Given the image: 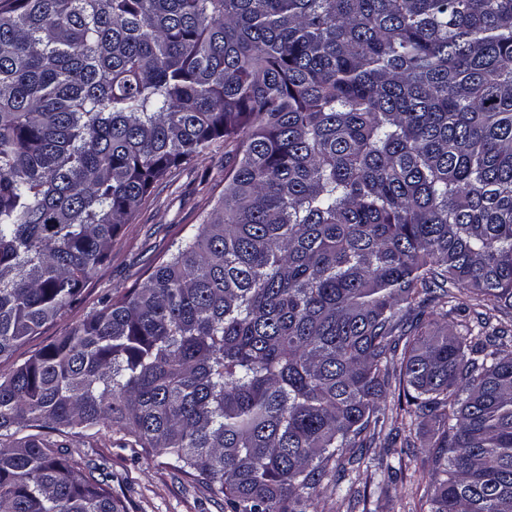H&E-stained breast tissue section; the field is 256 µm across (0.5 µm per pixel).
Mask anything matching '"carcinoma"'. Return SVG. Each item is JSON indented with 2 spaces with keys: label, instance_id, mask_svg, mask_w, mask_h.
I'll return each instance as SVG.
<instances>
[{
  "label": "carcinoma",
  "instance_id": "1",
  "mask_svg": "<svg viewBox=\"0 0 512 512\" xmlns=\"http://www.w3.org/2000/svg\"><path fill=\"white\" fill-rule=\"evenodd\" d=\"M224 194L143 283L0 378V512H127L112 432L229 512H306L388 416L427 512H512V0H0V358L153 185Z\"/></svg>",
  "mask_w": 512,
  "mask_h": 512
}]
</instances>
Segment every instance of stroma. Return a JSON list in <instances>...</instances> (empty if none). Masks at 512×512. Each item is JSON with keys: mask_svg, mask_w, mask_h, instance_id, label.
<instances>
[{"mask_svg": "<svg viewBox=\"0 0 512 512\" xmlns=\"http://www.w3.org/2000/svg\"><path fill=\"white\" fill-rule=\"evenodd\" d=\"M224 192V143L214 142L206 154L173 170L123 224L112 242L110 260L83 290L81 302L0 359V375L57 337L66 335L108 294L120 295L141 283L154 257L172 242L192 235ZM398 389L387 398L385 433L367 449L359 470L344 480L327 475L308 494L314 512H425L424 491L433 469L430 439L434 423L410 420L400 410ZM75 458L103 465L112 474V492L128 512H226L200 485L173 471L164 457L133 453L115 446L105 434L91 442L74 441Z\"/></svg>", "mask_w": 512, "mask_h": 512, "instance_id": "1", "label": "stroma"}]
</instances>
